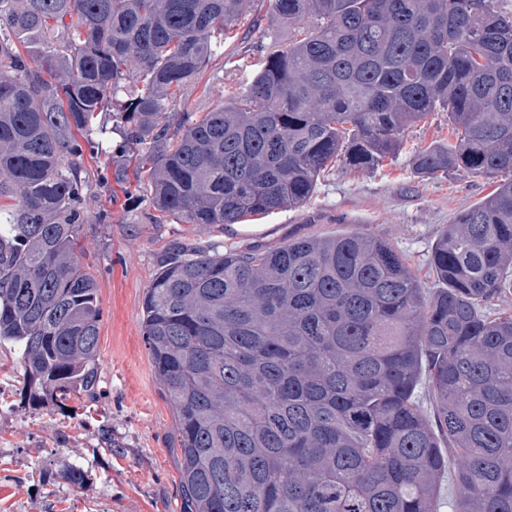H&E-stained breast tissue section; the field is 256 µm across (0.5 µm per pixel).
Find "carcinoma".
<instances>
[{
	"mask_svg": "<svg viewBox=\"0 0 512 512\" xmlns=\"http://www.w3.org/2000/svg\"><path fill=\"white\" fill-rule=\"evenodd\" d=\"M255 0H0V343L30 398L99 391L79 261L84 153L187 224L304 206L332 164L507 174L436 239L425 287L359 231L174 247L143 335L173 408L181 512H512V16L492 0H270L288 47L207 112L192 78ZM424 393L418 394L419 386ZM404 138L407 152L432 142H448V139H453L451 126L448 125V114L434 112L428 123L423 125L422 122L417 127H411L405 132Z\"/></svg>",
	"mask_w": 512,
	"mask_h": 512,
	"instance_id": "obj_1",
	"label": "carcinoma"
}]
</instances>
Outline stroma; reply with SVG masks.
Returning <instances> with one entry per match:
<instances>
[{
  "instance_id": "stroma-1",
  "label": "stroma",
  "mask_w": 512,
  "mask_h": 512,
  "mask_svg": "<svg viewBox=\"0 0 512 512\" xmlns=\"http://www.w3.org/2000/svg\"><path fill=\"white\" fill-rule=\"evenodd\" d=\"M288 31L275 22L267 0L242 16L224 52L210 61L180 103L203 112L245 88L263 54L285 49ZM452 137L448 115L405 133L407 151L379 171L336 170L319 179L303 207L281 210L235 228L152 221L149 198L126 202L114 172L121 154L85 159L89 187L80 262L97 281L100 399L72 397L65 407L28 401L20 354L0 346V512H180V473L173 447L174 413L158 382L143 331V301L168 246L221 245L273 249L288 240L357 230L385 239L420 275L428 273L432 246L456 214L481 201L499 176L452 171L421 177L410 149ZM111 445H104L103 432ZM76 464L84 487L60 478Z\"/></svg>"
}]
</instances>
